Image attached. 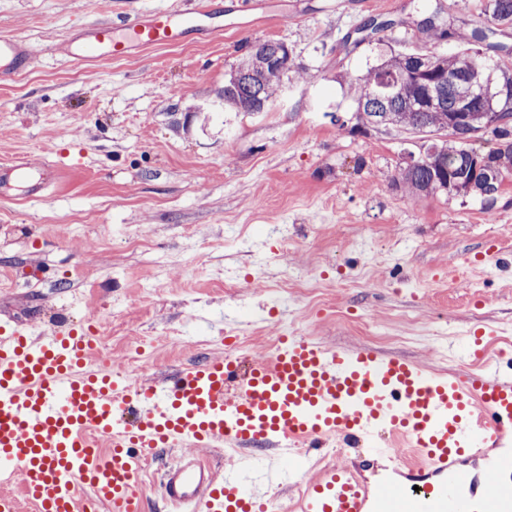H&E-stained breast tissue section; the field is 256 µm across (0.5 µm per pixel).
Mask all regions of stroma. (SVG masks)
<instances>
[{"label":"stroma","mask_w":512,"mask_h":512,"mask_svg":"<svg viewBox=\"0 0 512 512\" xmlns=\"http://www.w3.org/2000/svg\"><path fill=\"white\" fill-rule=\"evenodd\" d=\"M174 2L0 0V36L40 52L0 83V161L61 171L39 199L0 200V320L92 323L118 371L136 354L202 362L228 313L256 358L291 325L442 374L468 373L469 332L512 335V177L490 201L407 196L395 178L424 134L359 125L354 100L387 47L428 42L424 17L478 27L482 0H256L248 24L238 0H215L224 29L208 40L92 64L53 53L88 24ZM265 40L304 81L268 112L225 108V79ZM491 247L501 261L477 264ZM314 281L318 314L300 290Z\"/></svg>","instance_id":"1"}]
</instances>
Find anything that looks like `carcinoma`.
<instances>
[{
	"mask_svg": "<svg viewBox=\"0 0 512 512\" xmlns=\"http://www.w3.org/2000/svg\"><path fill=\"white\" fill-rule=\"evenodd\" d=\"M484 15L499 25H512V0H484ZM433 42L420 50L392 51L370 65L356 90L357 114L367 126L397 128L439 135L442 140L423 146L399 169L397 183L408 193L430 195L448 191L493 197L503 180L512 175V143L487 151L476 145L483 129L512 118V65L490 64L480 54L447 56L437 43L451 38L457 43H479L488 33L479 29L457 31L428 27ZM288 47L277 40L254 45L224 82V104L238 112L269 110L291 71ZM486 88L488 109L470 113L468 121H453L473 71Z\"/></svg>",
	"mask_w": 512,
	"mask_h": 512,
	"instance_id": "cac0c4a2",
	"label": "carcinoma"
}]
</instances>
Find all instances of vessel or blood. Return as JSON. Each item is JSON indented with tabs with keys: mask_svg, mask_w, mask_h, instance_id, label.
Listing matches in <instances>:
<instances>
[{
	"mask_svg": "<svg viewBox=\"0 0 512 512\" xmlns=\"http://www.w3.org/2000/svg\"><path fill=\"white\" fill-rule=\"evenodd\" d=\"M211 8L197 0L99 21L60 46L73 62L124 60L212 35ZM28 42L0 37V82L30 67ZM31 168L0 164V195ZM94 333L64 325L31 332L0 323V512H146L141 458L176 449L160 481L179 512H281L294 447L342 438L370 457L394 461L388 440L407 438L423 459L396 482L388 467L373 484L334 465L306 482L301 512H512L498 474L512 475V375L433 374L369 349L346 350L305 336L279 337L262 359L210 357L175 374L133 377L98 363ZM236 447L229 469L209 449ZM488 462L484 476L459 467Z\"/></svg>",
	"mask_w": 512,
	"mask_h": 512,
	"instance_id": "1",
	"label": "vessel or blood"
}]
</instances>
